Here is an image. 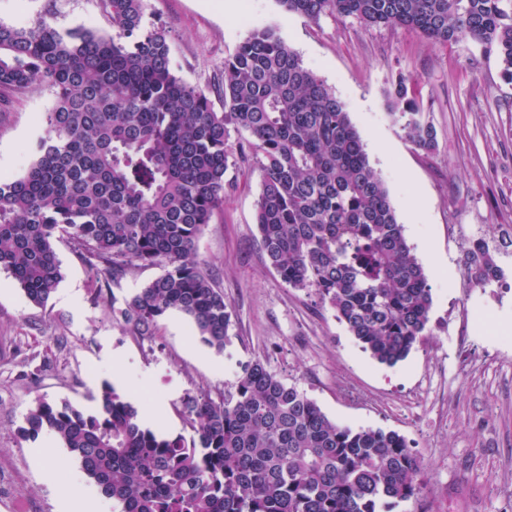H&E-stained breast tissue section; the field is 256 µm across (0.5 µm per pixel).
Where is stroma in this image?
Listing matches in <instances>:
<instances>
[{"label":"stroma","mask_w":512,"mask_h":512,"mask_svg":"<svg viewBox=\"0 0 512 512\" xmlns=\"http://www.w3.org/2000/svg\"><path fill=\"white\" fill-rule=\"evenodd\" d=\"M149 21L166 34L173 64L214 95L225 59L256 28L275 29L342 101L385 183L398 221L422 264L433 305L430 332L408 357L376 362L311 290L289 287L260 246V176L242 157L245 131L230 130L224 205L204 228L198 259L231 311L230 340L216 352L182 315L156 336L131 335L91 296L92 275L69 244L57 245L65 274L46 308L32 306L0 270V512H57L61 493L99 497L61 443L22 439L18 429L39 396L94 412L104 384L140 414L160 410L155 428L192 438L182 417L190 394L230 389L244 365L261 360L296 385L330 419L404 436L423 468L418 499L393 512H512V80L495 56L467 40L434 45L400 27L353 18L312 20L278 0H147ZM106 34L98 0H0V23ZM411 79L437 147L427 153L387 114L385 93ZM54 104L49 87L0 112V178H17ZM499 251L502 287H474L465 264L472 239ZM465 328L467 343L456 339Z\"/></svg>","instance_id":"35a3bbf8"}]
</instances>
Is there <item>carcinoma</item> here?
I'll return each mask as SVG.
<instances>
[{
    "instance_id": "obj_1",
    "label": "carcinoma",
    "mask_w": 512,
    "mask_h": 512,
    "mask_svg": "<svg viewBox=\"0 0 512 512\" xmlns=\"http://www.w3.org/2000/svg\"><path fill=\"white\" fill-rule=\"evenodd\" d=\"M312 20L353 17L415 31L436 45L467 39L496 54L512 80V0H278ZM104 35L46 19L0 24L3 102L46 84L55 104L24 175L0 180V269L28 302L47 306L63 279L67 240L93 274L92 298L135 266L166 264L111 306L133 336L152 337L171 313L222 352L231 312L196 245L230 186L228 126L248 132L260 173L256 224L269 264L313 290L380 364L405 360L428 329L431 288L343 103L272 29L253 30L224 61L226 111L180 77L146 0H100ZM389 117L433 152V127L399 77ZM473 284L500 281L483 239L470 241ZM191 441L143 426L110 384L84 413L37 397L26 440L51 433L117 512H379L416 497L421 462L395 431L327 417L261 360L214 398L189 396Z\"/></svg>"
}]
</instances>
